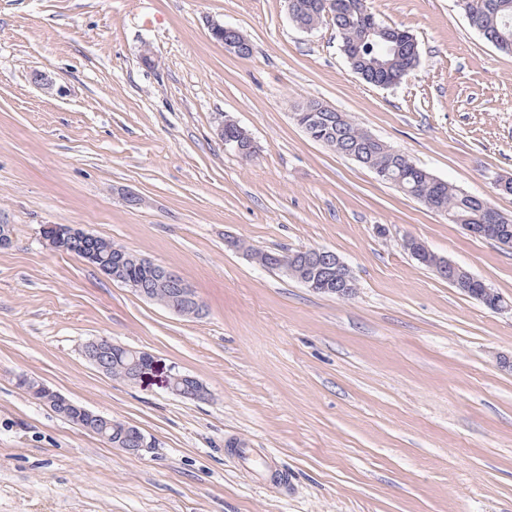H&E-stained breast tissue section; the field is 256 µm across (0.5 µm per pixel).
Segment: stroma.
<instances>
[{"mask_svg": "<svg viewBox=\"0 0 512 512\" xmlns=\"http://www.w3.org/2000/svg\"><path fill=\"white\" fill-rule=\"evenodd\" d=\"M412 34L420 65L366 84L332 22L306 32L285 0H0V512H512V311L461 294L401 246L421 239L512 302V251L313 141L317 101L512 216V53L459 0H372ZM251 43L225 53L208 26ZM154 53L140 60L142 47ZM51 76L60 94L33 76ZM257 145L226 150L224 119ZM141 199L129 207L127 194ZM77 224L179 273L205 306L177 315L53 250ZM323 247L348 299L225 248ZM150 353L132 384L80 354L88 340ZM208 399L171 394L168 372ZM26 375L138 427L131 456L57 416ZM275 458L258 480L225 443ZM209 28L215 40L224 45L226 54L236 57L249 55L251 45L238 28L219 22L211 23Z\"/></svg>", "mask_w": 512, "mask_h": 512, "instance_id": "1", "label": "stroma"}]
</instances>
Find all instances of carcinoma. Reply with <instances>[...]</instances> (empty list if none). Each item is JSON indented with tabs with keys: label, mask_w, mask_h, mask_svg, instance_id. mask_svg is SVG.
Instances as JSON below:
<instances>
[{
	"label": "carcinoma",
	"mask_w": 512,
	"mask_h": 512,
	"mask_svg": "<svg viewBox=\"0 0 512 512\" xmlns=\"http://www.w3.org/2000/svg\"><path fill=\"white\" fill-rule=\"evenodd\" d=\"M299 8L297 18L307 27L320 26L326 16L317 11L313 2L315 0H296ZM336 15L331 17L343 41V47L352 48L357 61L350 63V67L366 83L379 86H390L402 81L420 63V58L414 57L413 44L401 42V50L396 54L387 51L382 36L368 37L367 30L372 26L392 30L376 19L373 11L363 13L355 8L359 0H339ZM477 14L472 25L477 28L484 38L497 49L512 52V0H476ZM323 119L319 121L323 139L335 144V151L347 144L353 153L359 155L370 163L374 169L385 173L381 181L388 182L398 188L405 195L422 202L427 208L437 212L444 209L456 218L458 224H481L485 220L482 205L488 201H480L477 196L468 195L445 181L437 184L431 183V172L417 164L404 165L396 157L384 141L377 143L368 141L363 128L354 123L348 115L337 116L335 112L322 113ZM73 248L80 250H95L101 258L109 261L111 255L105 246L104 239L97 237L76 243ZM125 277L144 287L151 286L150 271L127 265L123 269ZM131 354L126 351L116 353L112 357V376L126 379ZM122 422L116 426L93 424L87 432L109 437L107 443L111 444L121 435Z\"/></svg>",
	"instance_id": "carcinoma-1"
}]
</instances>
